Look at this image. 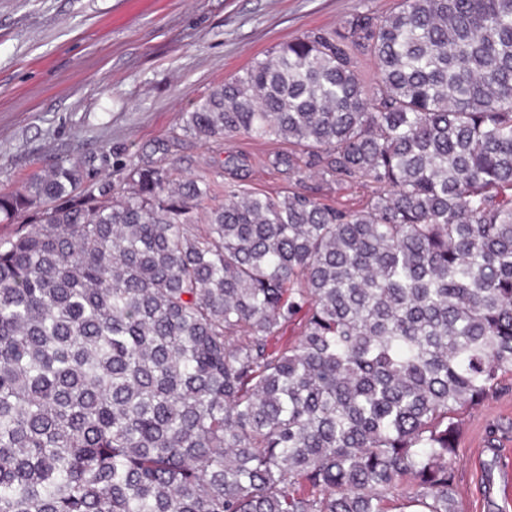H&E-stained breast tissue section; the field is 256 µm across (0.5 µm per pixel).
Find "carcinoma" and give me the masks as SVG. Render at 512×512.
I'll use <instances>...</instances> for the list:
<instances>
[{
	"label": "carcinoma",
	"instance_id": "cac0c4a2",
	"mask_svg": "<svg viewBox=\"0 0 512 512\" xmlns=\"http://www.w3.org/2000/svg\"><path fill=\"white\" fill-rule=\"evenodd\" d=\"M180 129L375 191L62 157L0 192V512H456L457 417L512 372V0L307 30ZM303 179L302 185L311 188L323 202L348 211L361 209L371 195V189L350 182L326 181L318 176Z\"/></svg>",
	"mask_w": 512,
	"mask_h": 512
}]
</instances>
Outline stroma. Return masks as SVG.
<instances>
[{"instance_id":"1","label":"stroma","mask_w":512,"mask_h":512,"mask_svg":"<svg viewBox=\"0 0 512 512\" xmlns=\"http://www.w3.org/2000/svg\"><path fill=\"white\" fill-rule=\"evenodd\" d=\"M396 0H0V191L58 157L108 155L208 174L224 188L282 195L306 186L353 211L371 192L275 168L283 142L173 136L180 114L216 84L311 28L388 14ZM458 512H512V374L460 417L452 464Z\"/></svg>"}]
</instances>
